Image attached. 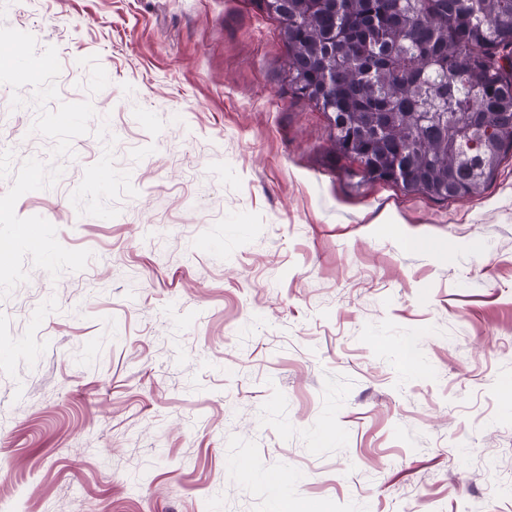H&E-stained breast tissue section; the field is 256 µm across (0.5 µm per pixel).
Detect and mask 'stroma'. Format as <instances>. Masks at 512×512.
Here are the masks:
<instances>
[{
    "instance_id": "obj_1",
    "label": "stroma",
    "mask_w": 512,
    "mask_h": 512,
    "mask_svg": "<svg viewBox=\"0 0 512 512\" xmlns=\"http://www.w3.org/2000/svg\"><path fill=\"white\" fill-rule=\"evenodd\" d=\"M280 30L0 0V512H512V158L356 183Z\"/></svg>"
}]
</instances>
